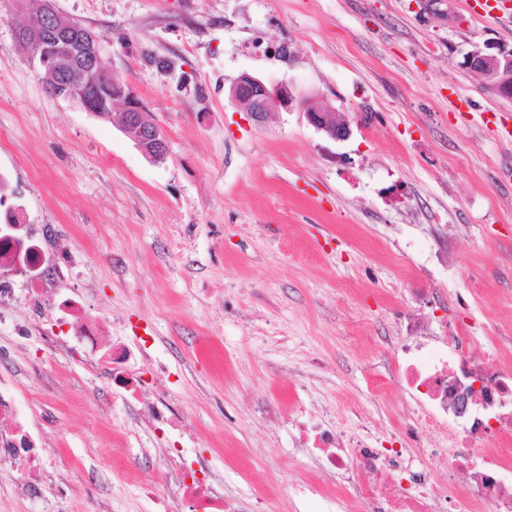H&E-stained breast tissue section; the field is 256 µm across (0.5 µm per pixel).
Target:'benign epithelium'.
<instances>
[{
	"label": "benign epithelium",
	"mask_w": 512,
	"mask_h": 512,
	"mask_svg": "<svg viewBox=\"0 0 512 512\" xmlns=\"http://www.w3.org/2000/svg\"><path fill=\"white\" fill-rule=\"evenodd\" d=\"M16 37L21 44H56V47L46 48L29 59L33 68L51 76L47 93L95 116L101 113L95 104L97 78L112 71V67L92 30L78 29L73 20L52 7L51 0H43L42 7L32 16V22L18 26ZM466 65L471 71L494 80L498 95L512 100V52L497 55L477 47L467 55ZM113 98L121 108L122 131L149 160L155 163L165 161L168 156L166 135L142 101L124 88L119 89ZM230 98L257 125L266 123L269 116L280 109L289 110L297 106L311 126L330 138L344 140L350 135V128L335 120V113L328 111L315 98L298 94L287 85H269L245 73L232 84ZM479 387L481 383L477 381L468 386L461 385L453 392V405L459 412L466 411L473 392Z\"/></svg>",
	"instance_id": "benign-epithelium-1"
}]
</instances>
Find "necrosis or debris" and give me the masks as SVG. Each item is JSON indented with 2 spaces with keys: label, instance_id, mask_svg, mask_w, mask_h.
Segmentation results:
<instances>
[{
  "label": "necrosis or debris",
  "instance_id": "4bbe7bcc",
  "mask_svg": "<svg viewBox=\"0 0 512 512\" xmlns=\"http://www.w3.org/2000/svg\"><path fill=\"white\" fill-rule=\"evenodd\" d=\"M45 261L44 253L32 242L0 245V268L25 275L33 313L39 317L56 314L76 325V335L68 340L69 361L89 367L106 364L110 383L138 400L148 428L171 424L165 388H146L130 371L136 354L129 345L105 346L104 324L79 299L64 297L44 303L40 271ZM469 340V331L461 325L455 327L451 345L441 348L435 337H409L394 350L393 381L374 378L369 386L380 394L395 385L408 394L424 391L427 401L421 412L427 425L441 426L451 419L467 437L512 432V373L468 356ZM478 379L484 381V390L465 415H457L450 400L452 391ZM292 398L297 402L294 420L300 447L316 456L321 471L345 482L336 492L323 494L324 512H336L349 497L366 504L370 512H454L447 488L432 482L430 469H412L404 465L401 450L376 447L371 436L348 434L305 410L299 404L300 392H293ZM160 456L175 474L174 490L162 499L164 512H245L235 497L217 490L209 474L176 461L171 449H161ZM428 457L432 466L468 475L467 494L475 512H512V464L495 451H487L478 461L462 449L432 448ZM0 459L9 463L31 493L40 490L50 468L39 438L18 416L14 395L4 387H0Z\"/></svg>",
  "mask_w": 512,
  "mask_h": 512
}]
</instances>
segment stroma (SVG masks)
Wrapping results in <instances>:
<instances>
[{
  "instance_id": "1",
  "label": "stroma",
  "mask_w": 512,
  "mask_h": 512,
  "mask_svg": "<svg viewBox=\"0 0 512 512\" xmlns=\"http://www.w3.org/2000/svg\"><path fill=\"white\" fill-rule=\"evenodd\" d=\"M53 5L95 33L169 155L154 163L118 119L49 96L14 38L21 14L0 0L5 204L42 242L48 297L83 295L111 341L144 347L131 370L168 390L184 428H144L103 368L71 364L51 343L70 325H34L18 279L0 318V381L54 466L30 494L0 463V512H158L146 487L171 483L155 451L173 447L243 503L319 512L295 485L336 479L293 448L298 388L323 418L412 464L416 449L455 447L454 425L415 433L416 403L368 381L391 378L390 342L418 315L429 336L467 324L473 351L512 364V142L485 122L512 101L465 65L477 47L512 51V0L498 22L466 0ZM244 73L318 98L350 137L297 108L256 126L229 99Z\"/></svg>"
}]
</instances>
